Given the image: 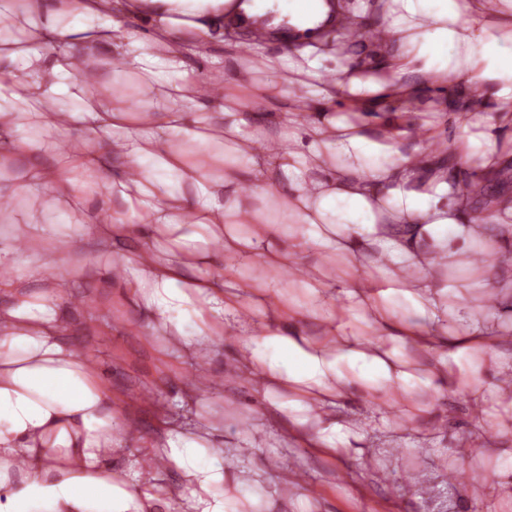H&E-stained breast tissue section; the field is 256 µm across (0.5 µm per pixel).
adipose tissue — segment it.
<instances>
[{
    "mask_svg": "<svg viewBox=\"0 0 512 512\" xmlns=\"http://www.w3.org/2000/svg\"><path fill=\"white\" fill-rule=\"evenodd\" d=\"M375 8L360 61L266 51L253 18L312 28L325 0H0V512H312L254 437L215 446L205 372L193 428L133 432L120 476L117 401L66 339L58 277L102 254L146 335L233 346L244 424L368 473L397 414L431 415V443L455 392V464L499 451L475 498L512 488V190L482 210L457 172L512 163V0Z\"/></svg>",
    "mask_w": 512,
    "mask_h": 512,
    "instance_id": "adipose-tissue-1",
    "label": "adipose tissue"
}]
</instances>
